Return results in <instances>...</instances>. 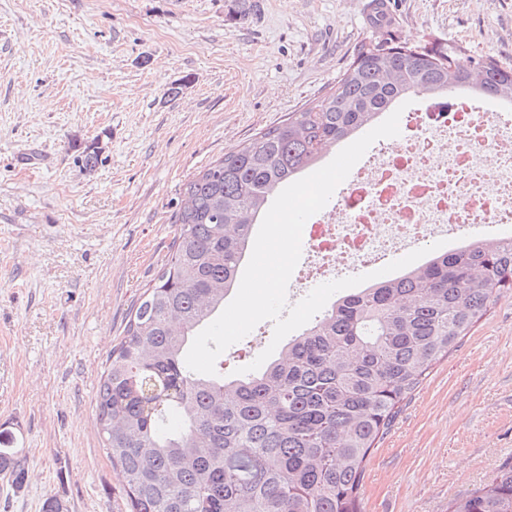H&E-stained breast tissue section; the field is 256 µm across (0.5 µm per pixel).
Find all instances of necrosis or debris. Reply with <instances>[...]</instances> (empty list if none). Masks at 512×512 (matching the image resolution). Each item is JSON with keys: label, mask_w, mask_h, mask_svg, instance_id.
<instances>
[{"label": "necrosis or debris", "mask_w": 512, "mask_h": 512, "mask_svg": "<svg viewBox=\"0 0 512 512\" xmlns=\"http://www.w3.org/2000/svg\"><path fill=\"white\" fill-rule=\"evenodd\" d=\"M487 224L512 238V101L460 89L408 109L401 138L350 172L334 211L305 227L309 257L293 278L382 267L432 239L455 249Z\"/></svg>", "instance_id": "1"}]
</instances>
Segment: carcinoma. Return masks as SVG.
<instances>
[{"label":"carcinoma","instance_id":"cac0c4a2","mask_svg":"<svg viewBox=\"0 0 512 512\" xmlns=\"http://www.w3.org/2000/svg\"><path fill=\"white\" fill-rule=\"evenodd\" d=\"M392 39L323 95L185 183L166 264L134 304L95 396L103 452L131 512H361L367 459L403 401L512 291V241L476 240L339 297L258 375L191 371L183 353L238 290L256 224L280 189L405 97L462 87L512 100V65ZM485 67L469 78L470 65ZM0 474L20 489L19 449ZM451 512H512V466Z\"/></svg>","mask_w":512,"mask_h":512}]
</instances>
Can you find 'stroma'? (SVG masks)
Instances as JSON below:
<instances>
[{
    "label": "stroma",
    "instance_id": "35a3bbf8",
    "mask_svg": "<svg viewBox=\"0 0 512 512\" xmlns=\"http://www.w3.org/2000/svg\"><path fill=\"white\" fill-rule=\"evenodd\" d=\"M372 0H0V512H129L94 398L165 263L185 182L333 86ZM400 43L512 64V0H387ZM102 159L88 170L85 148ZM512 466V292L408 396L362 512H448ZM9 446L1 439L0 434V474L8 476L10 485L16 490L21 489L25 483V472L18 462V448H1Z\"/></svg>",
    "mask_w": 512,
    "mask_h": 512
}]
</instances>
